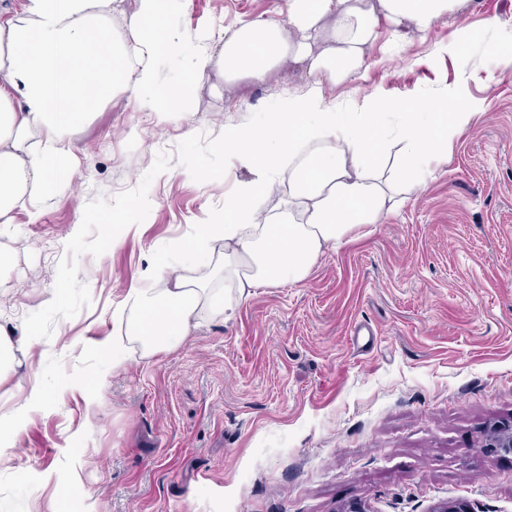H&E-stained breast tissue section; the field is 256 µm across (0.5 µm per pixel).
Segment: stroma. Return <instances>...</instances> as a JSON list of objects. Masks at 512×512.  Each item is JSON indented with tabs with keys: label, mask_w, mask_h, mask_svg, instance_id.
Returning a JSON list of instances; mask_svg holds the SVG:
<instances>
[{
	"label": "stroma",
	"mask_w": 512,
	"mask_h": 512,
	"mask_svg": "<svg viewBox=\"0 0 512 512\" xmlns=\"http://www.w3.org/2000/svg\"><path fill=\"white\" fill-rule=\"evenodd\" d=\"M284 0H169L185 37L162 85L192 80V137L113 94L73 137L78 177L38 216L16 212L0 325L16 367L0 413V512H512V0H467L330 101L456 96L474 112L435 177L373 233L326 252L300 284L259 287L230 321L113 367V312L224 211L248 171L224 134L306 90L284 64L264 83L193 78L191 62ZM144 207H134V200ZM43 393L28 405L31 389Z\"/></svg>",
	"instance_id": "stroma-1"
}]
</instances>
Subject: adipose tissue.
Segmentation results:
<instances>
[{"instance_id": "ef3b65f1", "label": "adipose tissue", "mask_w": 512, "mask_h": 512, "mask_svg": "<svg viewBox=\"0 0 512 512\" xmlns=\"http://www.w3.org/2000/svg\"><path fill=\"white\" fill-rule=\"evenodd\" d=\"M115 0H0V235L16 211L38 212L44 197L68 190L76 172L72 133L114 92L162 121L190 125L191 86L158 85V65L184 37L162 25L168 0H135L131 41L116 39ZM465 0H285L283 19H255L195 58L194 77L265 80L282 62L304 70L307 91L278 97L257 124L224 138L252 177L239 183L224 217L172 251L193 250V270L159 269L156 285L133 289L119 311L112 364L149 359L184 343L202 315L227 320L253 288L300 283L320 256L338 250L403 208L424 188L430 163L447 158L473 114L453 98L419 106L369 97L341 108L321 85L356 81L382 26L395 42L428 31ZM288 210L264 218L280 182Z\"/></svg>"}]
</instances>
